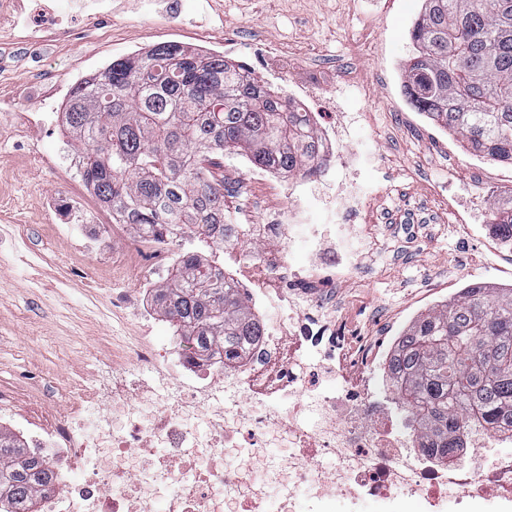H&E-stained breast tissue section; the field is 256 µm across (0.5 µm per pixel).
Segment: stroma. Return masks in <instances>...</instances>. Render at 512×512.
Segmentation results:
<instances>
[{"label": "stroma", "instance_id": "obj_1", "mask_svg": "<svg viewBox=\"0 0 512 512\" xmlns=\"http://www.w3.org/2000/svg\"><path fill=\"white\" fill-rule=\"evenodd\" d=\"M108 0L104 36L69 39L79 13L58 14L55 0H0V388L18 408L64 404L69 385L85 381L95 359L144 333L172 335L163 316L143 321L108 306L70 270L71 247L53 231L50 201L65 188L45 161L64 154L60 117L21 136L18 115L36 111L47 91L40 69L72 85L106 71L113 60L175 41L189 50L220 52L235 37L250 51L252 30L281 43L299 68L353 63L361 83L352 110L364 113L354 131L366 176L384 188L374 209L382 248L369 271L348 279L340 294L363 330L383 313L394 335L424 311L480 281L512 287V249L492 236L463 235L452 210L476 211L487 224L495 200L512 191V165L467 154L454 137L415 109L397 111L410 31L423 0ZM381 47L380 54L367 44ZM241 156L224 160V208L260 219L275 204L269 183L244 184Z\"/></svg>", "mask_w": 512, "mask_h": 512}]
</instances>
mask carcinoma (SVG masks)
I'll use <instances>...</instances> for the list:
<instances>
[{
    "instance_id": "carcinoma-1",
    "label": "carcinoma",
    "mask_w": 512,
    "mask_h": 512,
    "mask_svg": "<svg viewBox=\"0 0 512 512\" xmlns=\"http://www.w3.org/2000/svg\"><path fill=\"white\" fill-rule=\"evenodd\" d=\"M415 53L403 66L410 104L468 152L512 164V0H424ZM63 127L81 151L82 178L119 223L182 224L210 258L181 255L155 301L191 353L237 362L262 326L224 276L226 155L295 177L313 171V132L282 91L221 54L166 42L112 62L72 89ZM489 227L512 237V198ZM397 401L420 448L461 454L471 425L512 429V288L470 284L420 314L392 350ZM48 475L0 428V512H39Z\"/></svg>"
}]
</instances>
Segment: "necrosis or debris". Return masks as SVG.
<instances>
[{"mask_svg": "<svg viewBox=\"0 0 512 512\" xmlns=\"http://www.w3.org/2000/svg\"><path fill=\"white\" fill-rule=\"evenodd\" d=\"M253 41L249 72L290 79L287 99L304 112L323 160L250 225L277 252L253 263L224 251V272L245 297L279 314L236 370L142 338L95 361L92 380L45 414L17 410L0 391V424L56 476L40 512H361L369 501L398 512L406 500L425 512H512V453L497 449L512 432L472 431L454 464L422 453L393 406L388 337L349 335L334 310L337 285L362 270L369 246L356 225L365 181L351 142L358 118L346 106L358 81L329 65L297 75L296 61L262 32ZM51 166L66 188L51 205L57 234L95 266H147L139 288L151 292L178 261L180 227L130 232L97 207L76 159ZM296 242L297 258L288 254ZM94 268L81 277L95 280ZM284 443L288 457L273 455Z\"/></svg>", "mask_w": 512, "mask_h": 512, "instance_id": "1", "label": "necrosis or debris"}]
</instances>
